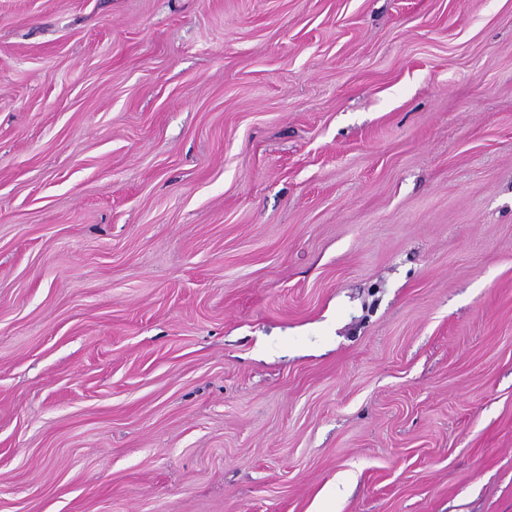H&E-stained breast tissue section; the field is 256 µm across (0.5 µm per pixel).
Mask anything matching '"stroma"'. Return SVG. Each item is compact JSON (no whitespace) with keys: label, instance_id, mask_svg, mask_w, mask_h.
Listing matches in <instances>:
<instances>
[{"label":"stroma","instance_id":"1","mask_svg":"<svg viewBox=\"0 0 512 512\" xmlns=\"http://www.w3.org/2000/svg\"><path fill=\"white\" fill-rule=\"evenodd\" d=\"M512 512V0H0V512Z\"/></svg>","mask_w":512,"mask_h":512}]
</instances>
